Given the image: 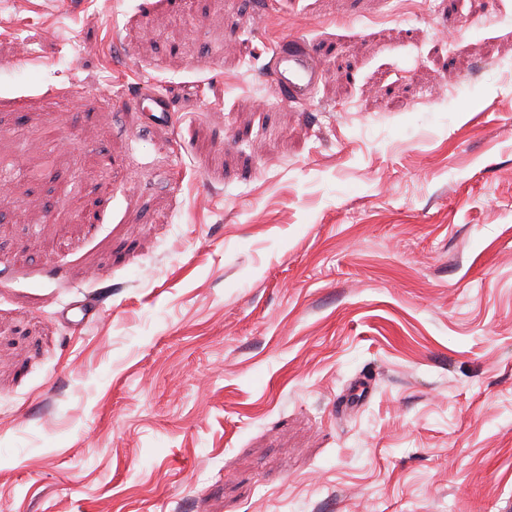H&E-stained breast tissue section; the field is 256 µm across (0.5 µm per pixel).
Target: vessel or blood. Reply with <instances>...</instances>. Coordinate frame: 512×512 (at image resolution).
Listing matches in <instances>:
<instances>
[{"instance_id":"b4317fda","label":"vessel or blood","mask_w":512,"mask_h":512,"mask_svg":"<svg viewBox=\"0 0 512 512\" xmlns=\"http://www.w3.org/2000/svg\"><path fill=\"white\" fill-rule=\"evenodd\" d=\"M269 71L279 98L297 105L310 102L322 78L316 48L301 38L280 43L269 62Z\"/></svg>"}]
</instances>
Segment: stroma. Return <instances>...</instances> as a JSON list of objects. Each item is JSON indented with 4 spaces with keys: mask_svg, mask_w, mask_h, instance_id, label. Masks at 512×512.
I'll list each match as a JSON object with an SVG mask.
<instances>
[{
    "mask_svg": "<svg viewBox=\"0 0 512 512\" xmlns=\"http://www.w3.org/2000/svg\"><path fill=\"white\" fill-rule=\"evenodd\" d=\"M0 160V512L512 500V0H0ZM269 71L279 98L290 104L305 105L322 78L316 48L301 38H290L279 45L269 62Z\"/></svg>",
    "mask_w": 512,
    "mask_h": 512,
    "instance_id": "obj_1",
    "label": "stroma"
}]
</instances>
